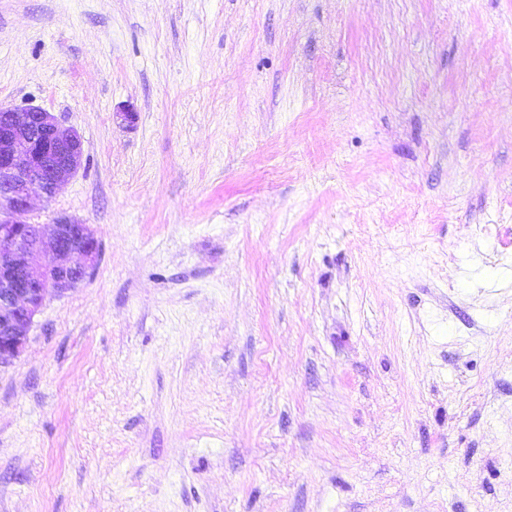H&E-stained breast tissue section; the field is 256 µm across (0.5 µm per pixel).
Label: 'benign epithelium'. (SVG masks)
<instances>
[{
	"label": "benign epithelium",
	"mask_w": 512,
	"mask_h": 512,
	"mask_svg": "<svg viewBox=\"0 0 512 512\" xmlns=\"http://www.w3.org/2000/svg\"><path fill=\"white\" fill-rule=\"evenodd\" d=\"M82 158L81 136L52 113L0 106V367L24 350L47 296L77 287L97 265L92 225L25 220L32 198H52Z\"/></svg>",
	"instance_id": "benign-epithelium-1"
}]
</instances>
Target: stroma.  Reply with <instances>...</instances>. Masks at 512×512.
Wrapping results in <instances>:
<instances>
[{
  "label": "stroma",
  "mask_w": 512,
  "mask_h": 512,
  "mask_svg": "<svg viewBox=\"0 0 512 512\" xmlns=\"http://www.w3.org/2000/svg\"><path fill=\"white\" fill-rule=\"evenodd\" d=\"M0 105L100 244L0 512H512V0H0Z\"/></svg>",
  "instance_id": "stroma-1"
}]
</instances>
